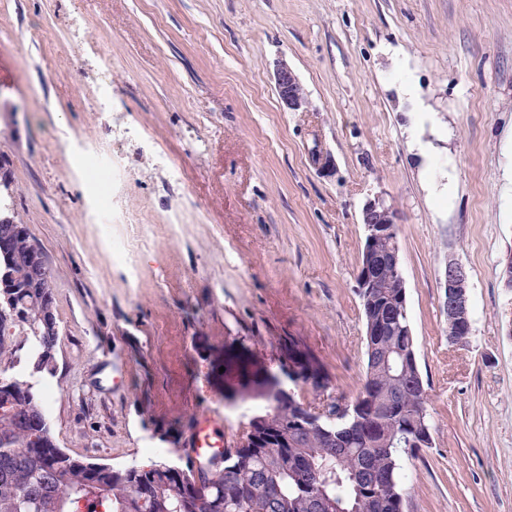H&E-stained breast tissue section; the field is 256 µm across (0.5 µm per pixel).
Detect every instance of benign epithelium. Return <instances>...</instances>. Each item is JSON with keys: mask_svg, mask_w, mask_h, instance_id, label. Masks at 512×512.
Masks as SVG:
<instances>
[{"mask_svg": "<svg viewBox=\"0 0 512 512\" xmlns=\"http://www.w3.org/2000/svg\"><path fill=\"white\" fill-rule=\"evenodd\" d=\"M275 83L279 98L288 110L300 112L306 107V97L301 90V84L288 65L281 63L277 66ZM361 224L366 239L387 237L390 242L388 250L381 254L369 250L364 252L363 262L359 264L357 281L358 288L363 291L380 287L384 271L399 273L401 261L397 213L386 204L383 196L377 194L364 203ZM442 287L445 288L446 294L448 335H469L466 326L470 325V301L467 275L461 264L453 260L448 261L442 273Z\"/></svg>", "mask_w": 512, "mask_h": 512, "instance_id": "1", "label": "benign epithelium"}]
</instances>
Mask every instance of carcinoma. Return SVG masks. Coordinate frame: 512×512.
Wrapping results in <instances>:
<instances>
[{
	"label": "carcinoma",
	"mask_w": 512,
	"mask_h": 512,
	"mask_svg": "<svg viewBox=\"0 0 512 512\" xmlns=\"http://www.w3.org/2000/svg\"><path fill=\"white\" fill-rule=\"evenodd\" d=\"M11 196L0 194V364L16 350L4 342L17 328L30 344L22 375H0V512H403V458L431 445L427 390L416 362L406 289L390 271L358 295L365 329L395 323L385 336L365 337V372L346 421L330 406L319 425L318 407L292 392H276L254 411L224 449V464L195 470L179 439L170 457L147 466L114 467L73 458L59 448L44 409V374H53L59 332L53 279ZM282 349L298 364L296 385L325 377L321 361L291 338ZM390 354L389 369L376 354ZM260 375L245 368L224 388V402Z\"/></svg>",
	"instance_id": "1"
}]
</instances>
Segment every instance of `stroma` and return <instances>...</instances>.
I'll use <instances>...</instances> for the list:
<instances>
[{"label":"stroma","mask_w":512,"mask_h":512,"mask_svg":"<svg viewBox=\"0 0 512 512\" xmlns=\"http://www.w3.org/2000/svg\"><path fill=\"white\" fill-rule=\"evenodd\" d=\"M281 60L304 111L280 102ZM405 68L443 131L428 172ZM95 144L127 171L118 201L146 242L131 263L72 168ZM0 155L54 278L47 416L69 455L143 462L158 430L211 408L239 431L224 403L238 358L278 373L288 337L323 363L325 395L354 399L361 209L379 193L398 213L433 437L404 460V512H512V0H0ZM447 180L434 201L428 182ZM450 259L467 274L464 348L448 343Z\"/></svg>","instance_id":"obj_1"}]
</instances>
